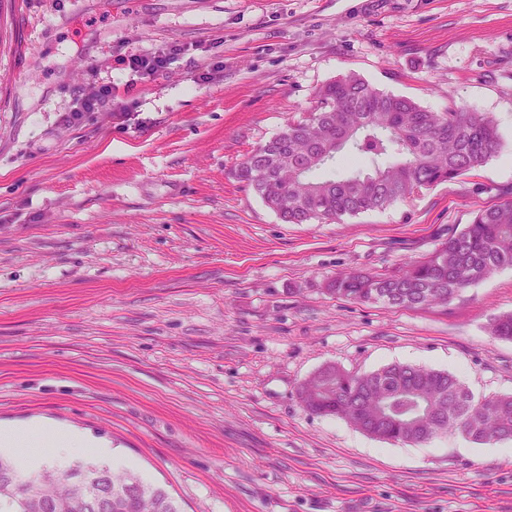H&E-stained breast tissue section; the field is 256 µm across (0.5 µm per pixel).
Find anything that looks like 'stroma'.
<instances>
[{
    "label": "stroma",
    "mask_w": 512,
    "mask_h": 512,
    "mask_svg": "<svg viewBox=\"0 0 512 512\" xmlns=\"http://www.w3.org/2000/svg\"><path fill=\"white\" fill-rule=\"evenodd\" d=\"M143 55L167 63L135 72ZM348 73L489 113L500 152L382 211L282 222L233 171ZM506 200L512 0H0V422L76 427L182 512H512V452L383 441L298 396L329 363L512 394L488 329L512 267L445 305L326 290Z\"/></svg>",
    "instance_id": "1"
}]
</instances>
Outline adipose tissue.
Listing matches in <instances>:
<instances>
[{
  "mask_svg": "<svg viewBox=\"0 0 512 512\" xmlns=\"http://www.w3.org/2000/svg\"><path fill=\"white\" fill-rule=\"evenodd\" d=\"M0 447L23 455L28 449H38L39 460H57L73 453L99 454L97 443L84 439L73 428L52 424H39L24 429L0 424Z\"/></svg>",
  "mask_w": 512,
  "mask_h": 512,
  "instance_id": "1",
  "label": "adipose tissue"
}]
</instances>
